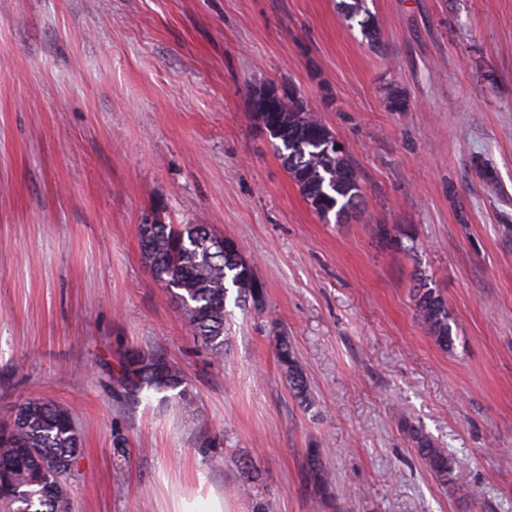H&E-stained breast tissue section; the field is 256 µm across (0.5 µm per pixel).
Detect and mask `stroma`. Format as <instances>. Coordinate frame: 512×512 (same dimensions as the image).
Instances as JSON below:
<instances>
[{"instance_id": "obj_1", "label": "stroma", "mask_w": 512, "mask_h": 512, "mask_svg": "<svg viewBox=\"0 0 512 512\" xmlns=\"http://www.w3.org/2000/svg\"><path fill=\"white\" fill-rule=\"evenodd\" d=\"M338 3L0 0V423L26 397L70 410L72 512L211 493L224 512H512V0H367L377 46ZM271 83L345 144L360 214L329 224L307 204L253 112ZM155 219L238 241L265 288L262 308L227 301L222 360L142 255ZM420 277L452 347L414 314ZM131 350L176 362L195 414L116 398ZM413 427L459 481L434 477ZM311 448L324 493L306 484ZM274 349L276 357L288 379V385L293 398L301 405H310V387L307 376L285 333L274 336Z\"/></svg>"}]
</instances>
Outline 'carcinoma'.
Listing matches in <instances>:
<instances>
[{"mask_svg":"<svg viewBox=\"0 0 512 512\" xmlns=\"http://www.w3.org/2000/svg\"><path fill=\"white\" fill-rule=\"evenodd\" d=\"M348 19L361 17V32L369 42L380 43V32L366 0H341ZM270 86L253 90L255 115L276 145L288 173L299 186L311 209L336 222L360 207L363 188L358 171L348 153L328 149L336 134L315 119L297 93L270 109L264 107ZM142 254L155 275L172 291L194 338L213 357L224 356V318L229 288L236 289L235 303L258 308L264 301V287L254 277L242 250L221 245L207 224H163L159 221L139 226ZM418 321L437 343L452 344L448 308L432 288H418L414 295ZM276 357L288 379L293 398L311 404L307 376L288 341L280 333L274 337ZM118 397L133 399L145 389L171 391L182 408L195 404L185 375L162 352L131 351L112 375ZM419 456L444 484L458 480L454 459L425 435L414 433ZM311 476L320 490L328 488L322 453L307 452ZM81 439L71 412L42 398H28L19 404L12 424L0 429V470L8 471V485L0 490L8 496L5 504L12 512H71L67 478L77 469Z\"/></svg>","mask_w":512,"mask_h":512,"instance_id":"cac0c4a2","label":"carcinoma"}]
</instances>
